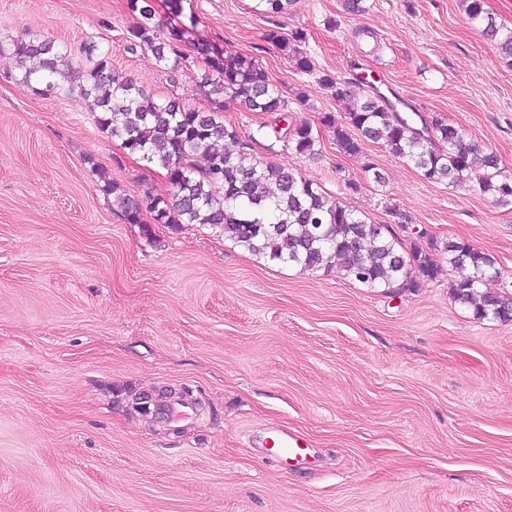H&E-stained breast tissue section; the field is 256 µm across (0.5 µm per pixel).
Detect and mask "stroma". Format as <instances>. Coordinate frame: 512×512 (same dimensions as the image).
Masks as SVG:
<instances>
[{
	"instance_id": "stroma-1",
	"label": "stroma",
	"mask_w": 512,
	"mask_h": 512,
	"mask_svg": "<svg viewBox=\"0 0 512 512\" xmlns=\"http://www.w3.org/2000/svg\"><path fill=\"white\" fill-rule=\"evenodd\" d=\"M127 0H0V46L37 35L79 54L93 41L156 95L203 108L192 73L129 49ZM182 0L195 34L259 59L289 121L345 106L318 82L385 83L442 116L512 173V66L461 0ZM304 32L303 73L264 39ZM379 44L358 38L359 28ZM0 56V512H512V321L482 320L450 295L451 271L370 289L337 270L257 257L202 224L142 227L118 215L96 175L133 199L173 194L164 170L101 133L92 98L43 99ZM250 153L285 163L406 248L461 241L492 256L512 294V211L424 179L380 145L356 156L322 132L297 153L259 126L277 115L224 102ZM374 165L386 182L365 173ZM192 391L176 430L134 396ZM305 439L279 469L249 440Z\"/></svg>"
}]
</instances>
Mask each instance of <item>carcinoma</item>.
<instances>
[{
	"instance_id": "carcinoma-1",
	"label": "carcinoma",
	"mask_w": 512,
	"mask_h": 512,
	"mask_svg": "<svg viewBox=\"0 0 512 512\" xmlns=\"http://www.w3.org/2000/svg\"><path fill=\"white\" fill-rule=\"evenodd\" d=\"M263 13L274 18L286 13L291 0H259ZM471 23L484 36L500 39L502 54L512 59V31L499 36L500 27L485 10V0H463ZM139 15L127 30L129 48H145L173 73L189 69L190 59L202 64L200 86L208 89V108L198 109L175 97H159L132 77L112 67V55L95 43L83 47L87 64L71 57L67 47L32 36L5 49L18 71L17 84L39 97H67L74 92L93 98L98 129L121 142V148L166 170L174 189L171 198L145 195L135 201L120 186L98 173L112 189L114 205L127 224H203L253 255L299 266L306 271L333 268L367 288H414L417 278L433 279L440 265L434 255L406 249L386 224H375L354 214L342 201L285 164L261 163L246 152L238 130L224 120V94H231L245 112L281 113L287 103L267 71L252 56L233 54L216 43L188 38L189 28L171 22L166 30L154 22L149 0H127ZM272 44L295 67L310 73L313 61L301 50L304 35L289 37L277 28L266 31ZM189 44L193 56L182 51ZM319 83L338 100L348 101V122H336L331 113L319 124L333 133L347 155L361 152L366 141L384 146L411 163L436 183L475 188L499 207L512 208V174L499 166L496 154L478 155L477 145L445 119L405 115L375 88L356 98L329 73ZM274 133L294 144L296 152L310 153L319 142V130L308 122L289 124ZM242 146L233 153L221 143ZM448 270L455 302L473 310L479 319L512 321V297L487 288L501 271L494 260L466 243L448 242Z\"/></svg>"
}]
</instances>
